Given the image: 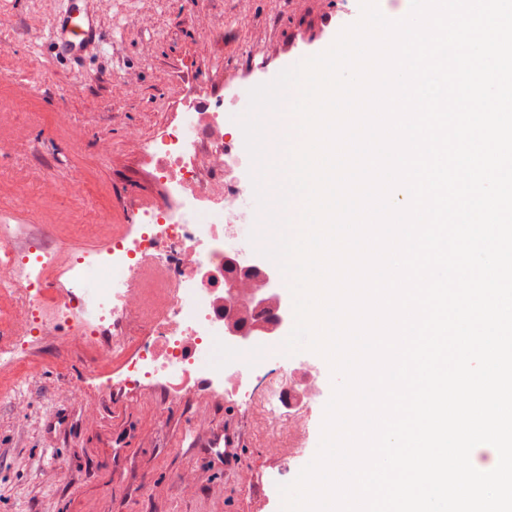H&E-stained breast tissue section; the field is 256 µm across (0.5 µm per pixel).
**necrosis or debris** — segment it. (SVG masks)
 <instances>
[{
    "instance_id": "necrosis-or-debris-1",
    "label": "necrosis or debris",
    "mask_w": 512,
    "mask_h": 512,
    "mask_svg": "<svg viewBox=\"0 0 512 512\" xmlns=\"http://www.w3.org/2000/svg\"><path fill=\"white\" fill-rule=\"evenodd\" d=\"M236 115L216 108L185 112L155 140L162 194L105 247L61 258L53 226L0 224V362L28 363L46 333L98 349V371L122 362L123 386H161L190 399L193 379L218 395L262 407L270 448L308 443V413L331 373L310 357L254 376L245 345L231 339L240 311L263 285V272L239 263L235 248L252 225L238 209L240 161L225 127ZM112 276L109 289L94 278Z\"/></svg>"
}]
</instances>
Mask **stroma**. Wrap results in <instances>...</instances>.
Returning <instances> with one entry per match:
<instances>
[{
  "label": "stroma",
  "instance_id": "obj_1",
  "mask_svg": "<svg viewBox=\"0 0 512 512\" xmlns=\"http://www.w3.org/2000/svg\"><path fill=\"white\" fill-rule=\"evenodd\" d=\"M326 0H92L107 40L69 60L50 43L63 0H0V214L51 224L70 252L97 246L80 224L134 223L160 186L144 144L177 119L191 92L213 103L273 81L294 57L321 53L334 29ZM310 20L293 41L290 16ZM143 140L127 141L128 126ZM81 174L83 191L65 189ZM27 207L16 210L19 199ZM40 372L0 369V512H280L267 485L288 452L264 447L262 420L238 399L164 388L99 392L93 349L56 333L32 352ZM210 428H196L198 412ZM238 427L241 466L224 465L213 432Z\"/></svg>",
  "mask_w": 512,
  "mask_h": 512
}]
</instances>
